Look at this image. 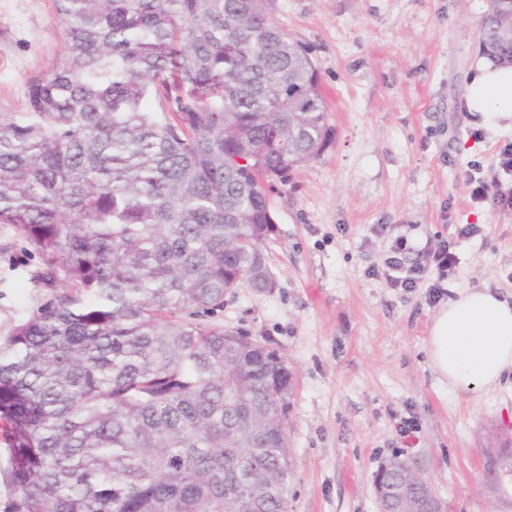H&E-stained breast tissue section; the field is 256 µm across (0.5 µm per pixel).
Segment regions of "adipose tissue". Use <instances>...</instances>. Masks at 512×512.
Instances as JSON below:
<instances>
[{
    "label": "adipose tissue",
    "mask_w": 512,
    "mask_h": 512,
    "mask_svg": "<svg viewBox=\"0 0 512 512\" xmlns=\"http://www.w3.org/2000/svg\"><path fill=\"white\" fill-rule=\"evenodd\" d=\"M464 107L476 128L512 134V66L476 55ZM425 347L449 388L472 395L494 390L512 371V303L485 287L457 291L436 310Z\"/></svg>",
    "instance_id": "adipose-tissue-1"
}]
</instances>
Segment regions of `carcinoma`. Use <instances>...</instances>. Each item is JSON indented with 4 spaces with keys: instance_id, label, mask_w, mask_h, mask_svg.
<instances>
[{
    "instance_id": "obj_1",
    "label": "carcinoma",
    "mask_w": 512,
    "mask_h": 512,
    "mask_svg": "<svg viewBox=\"0 0 512 512\" xmlns=\"http://www.w3.org/2000/svg\"><path fill=\"white\" fill-rule=\"evenodd\" d=\"M271 2L54 0L55 67L0 115V224L48 293L0 342L13 512H288V366L207 320L263 291L270 193L333 141Z\"/></svg>"
}]
</instances>
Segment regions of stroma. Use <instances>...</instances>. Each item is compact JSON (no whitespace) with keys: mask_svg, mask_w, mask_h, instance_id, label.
<instances>
[{"mask_svg":"<svg viewBox=\"0 0 512 512\" xmlns=\"http://www.w3.org/2000/svg\"><path fill=\"white\" fill-rule=\"evenodd\" d=\"M486 0H275L322 85L333 142L270 199L263 245L275 286L234 288L217 320L275 350L292 375L289 512H379L372 480L400 457L424 473L445 512H512V374L472 397L438 381L425 350L428 286L371 276L389 243L454 242L443 298L492 288L512 301V209L475 202L465 173L503 177L511 134L473 137L463 97ZM53 0H0V114L23 111L24 81L61 47ZM473 224L477 233L458 237ZM40 262L0 226V340L42 295ZM413 416L410 436L398 431Z\"/></svg>","mask_w":512,"mask_h":512,"instance_id":"stroma-1","label":"stroma"}]
</instances>
